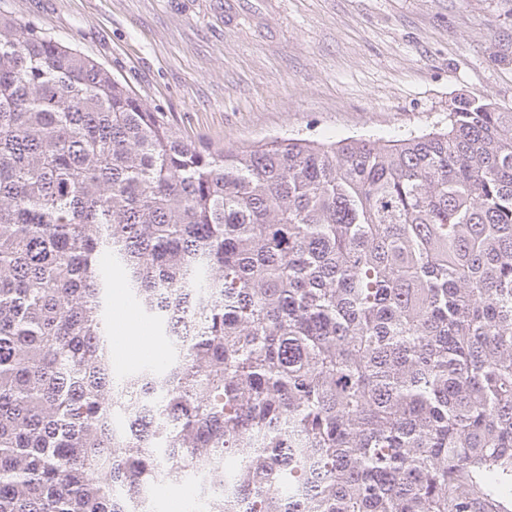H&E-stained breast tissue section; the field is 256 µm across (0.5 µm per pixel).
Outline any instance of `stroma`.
Here are the masks:
<instances>
[{
	"mask_svg": "<svg viewBox=\"0 0 512 512\" xmlns=\"http://www.w3.org/2000/svg\"><path fill=\"white\" fill-rule=\"evenodd\" d=\"M199 145L446 128L512 107V0H0Z\"/></svg>",
	"mask_w": 512,
	"mask_h": 512,
	"instance_id": "35a3bbf8",
	"label": "stroma"
}]
</instances>
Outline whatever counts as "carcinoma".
I'll return each instance as SVG.
<instances>
[{
	"mask_svg": "<svg viewBox=\"0 0 512 512\" xmlns=\"http://www.w3.org/2000/svg\"><path fill=\"white\" fill-rule=\"evenodd\" d=\"M109 259L167 340L112 366ZM500 512L512 108L196 146L0 16V512ZM154 498L158 504V512H190L186 491L176 485H164L155 489ZM176 502V508L173 503Z\"/></svg>",
	"mask_w": 512,
	"mask_h": 512,
	"instance_id": "1",
	"label": "carcinoma"
}]
</instances>
